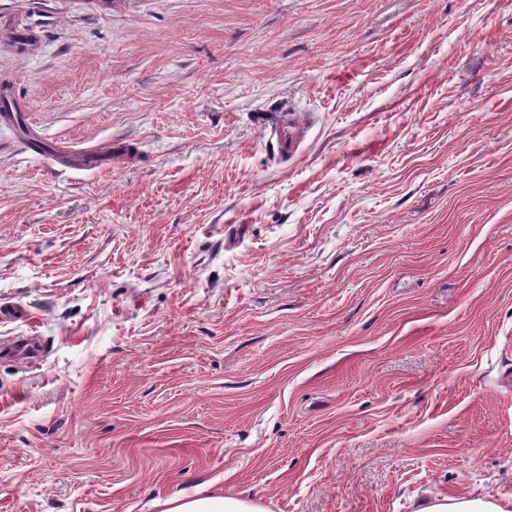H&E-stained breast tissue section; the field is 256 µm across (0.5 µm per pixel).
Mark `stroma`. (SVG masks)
<instances>
[{
  "mask_svg": "<svg viewBox=\"0 0 512 512\" xmlns=\"http://www.w3.org/2000/svg\"><path fill=\"white\" fill-rule=\"evenodd\" d=\"M1 93L0 512L512 502V0H0ZM274 135L280 154L283 157H292L305 138L306 125L295 114H288ZM203 493L200 489L181 493L158 501L156 506L160 508V512H265L260 504L253 501Z\"/></svg>",
  "mask_w": 512,
  "mask_h": 512,
  "instance_id": "obj_1",
  "label": "stroma"
}]
</instances>
